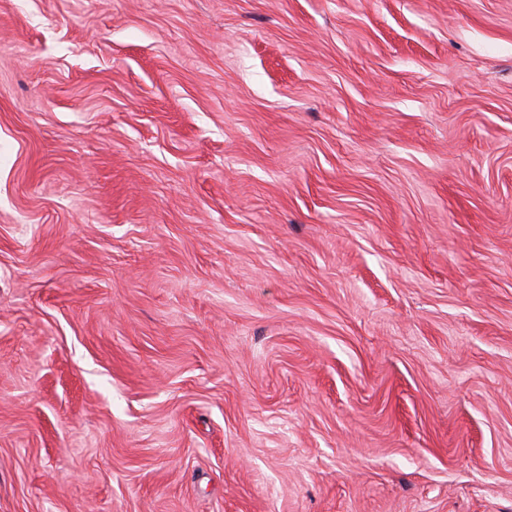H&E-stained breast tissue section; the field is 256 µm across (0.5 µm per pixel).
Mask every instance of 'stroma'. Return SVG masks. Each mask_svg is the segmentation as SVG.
<instances>
[{"instance_id":"1","label":"stroma","mask_w":512,"mask_h":512,"mask_svg":"<svg viewBox=\"0 0 512 512\" xmlns=\"http://www.w3.org/2000/svg\"><path fill=\"white\" fill-rule=\"evenodd\" d=\"M0 512H512V0H0Z\"/></svg>"}]
</instances>
